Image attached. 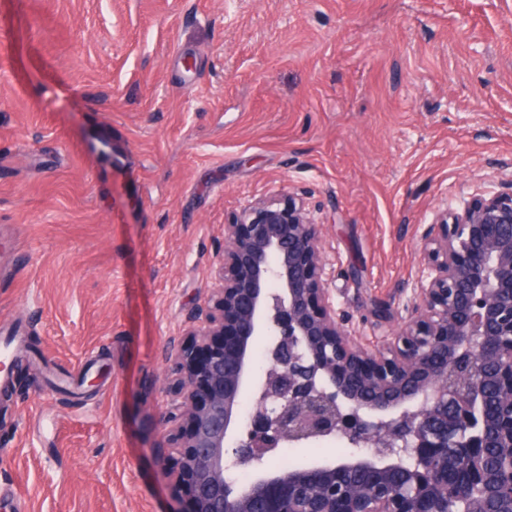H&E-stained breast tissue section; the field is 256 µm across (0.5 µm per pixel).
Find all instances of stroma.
<instances>
[{"label":"stroma","mask_w":512,"mask_h":512,"mask_svg":"<svg viewBox=\"0 0 512 512\" xmlns=\"http://www.w3.org/2000/svg\"><path fill=\"white\" fill-rule=\"evenodd\" d=\"M511 187L512 0H0V512L181 506L159 378L249 203L304 198L375 352L435 213Z\"/></svg>","instance_id":"stroma-1"}]
</instances>
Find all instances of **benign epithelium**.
Returning a JSON list of instances; mask_svg holds the SVG:
<instances>
[{
  "mask_svg": "<svg viewBox=\"0 0 512 512\" xmlns=\"http://www.w3.org/2000/svg\"><path fill=\"white\" fill-rule=\"evenodd\" d=\"M422 260L410 319L371 353L336 312L302 198L251 203L224 225L214 287L160 381L165 467L188 512H512V191L440 210ZM258 336L269 367L256 382ZM335 437L368 452L270 462ZM242 467L255 476L240 486L229 474Z\"/></svg>",
  "mask_w": 512,
  "mask_h": 512,
  "instance_id": "obj_1",
  "label": "benign epithelium"
}]
</instances>
